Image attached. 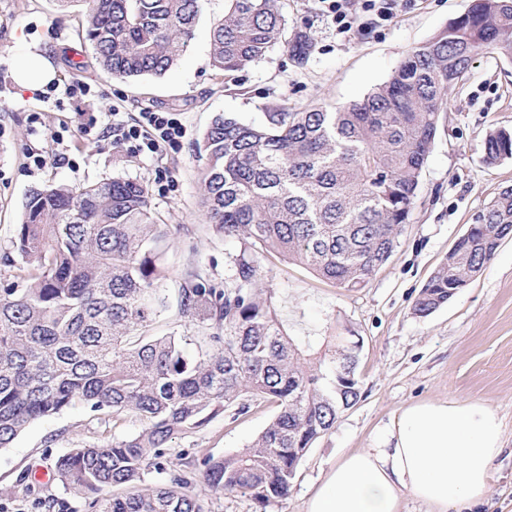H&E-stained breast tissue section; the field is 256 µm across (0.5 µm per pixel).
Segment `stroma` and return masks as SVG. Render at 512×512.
<instances>
[{"mask_svg": "<svg viewBox=\"0 0 512 512\" xmlns=\"http://www.w3.org/2000/svg\"><path fill=\"white\" fill-rule=\"evenodd\" d=\"M191 44L179 65L163 76L118 80L103 72L85 38L83 0L60 8L57 0H0V286L16 273L15 237L31 190L65 184L73 188L122 178L151 184L173 175L176 186L151 193L152 209L169 227L168 273L163 283L168 307L146 333L194 335L178 311V291L190 272L223 286L227 255L234 245L207 223L199 195L204 160L195 150L212 119L232 115L264 125L273 112H298L320 105L340 107L386 81L406 54L424 44L470 0H399L389 21L374 24L360 16L357 26L337 33L318 0H282L289 33L312 40L304 63L285 46L229 74L212 66L211 31L224 17V0H201ZM48 60L56 85L87 83L93 94L82 102L56 103L42 91H22L12 71L22 58ZM180 113L186 128L181 146L158 157L138 156L111 137H65L51 132L73 126L76 112H120L125 118L143 109ZM42 115L31 132L28 116ZM512 130V59L478 57L465 81L450 94L446 112L419 178L408 224L391 258L364 287L347 290L317 278L309 269L264 254L265 287L275 289L281 318L294 336H333L353 329L362 339L357 377L360 396L341 412L334 428L321 436L300 463L285 500L261 504L227 492L210 499L211 512H304L311 490L343 455L373 448L406 406L426 400L478 401L503 420L502 451L492 465L485 502L477 512H512V239L468 285L428 316L415 315L414 303L469 224L504 187L512 186V158L490 167L484 142L493 129ZM62 154L59 162L36 170L29 150ZM273 409L253 410L233 421L213 419L194 440L174 439L175 449L221 456L245 449L266 427ZM139 422L92 420L83 403L35 421L10 447L0 448V512H90L55 479L38 480L39 469H54L67 449L137 432Z\"/></svg>", "mask_w": 512, "mask_h": 512, "instance_id": "stroma-1", "label": "stroma"}]
</instances>
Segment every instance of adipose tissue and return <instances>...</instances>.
I'll list each match as a JSON object with an SVG mask.
<instances>
[{
    "label": "adipose tissue",
    "instance_id": "ef3b65f1",
    "mask_svg": "<svg viewBox=\"0 0 512 512\" xmlns=\"http://www.w3.org/2000/svg\"><path fill=\"white\" fill-rule=\"evenodd\" d=\"M501 448L502 424L490 406L414 403L392 422L380 447L331 466L305 512H399L403 490L431 512H471L484 501Z\"/></svg>",
    "mask_w": 512,
    "mask_h": 512
}]
</instances>
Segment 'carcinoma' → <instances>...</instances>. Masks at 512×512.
<instances>
[{"label": "carcinoma", "instance_id": "obj_1", "mask_svg": "<svg viewBox=\"0 0 512 512\" xmlns=\"http://www.w3.org/2000/svg\"><path fill=\"white\" fill-rule=\"evenodd\" d=\"M85 38L117 79L160 76L188 50L201 0H86ZM212 33V65L234 72L286 41L280 0H225ZM299 62L307 34L291 41ZM512 58V0H471L432 40L410 51L385 82L338 108L276 112L266 125L219 114L199 152L201 206L236 244L224 287L193 272L179 311L197 336L140 333L165 306L167 225L149 191L105 179L32 191L18 225L15 281L0 288V448L33 421L76 402L100 422L128 415V437L70 448L56 474L92 512H211L204 498L248 494L285 499L312 444L355 404L357 353L344 336L320 353L288 335L276 293L261 287L258 251L352 290L373 278L408 223L422 168L450 92L474 60ZM512 158V131L485 138L484 162ZM422 289L426 316L468 284L512 237V187L477 217ZM277 411L246 450L221 457L173 452L215 417L251 407ZM162 476L142 488L150 473ZM203 492L195 491L196 485Z\"/></svg>", "mask_w": 512, "mask_h": 512}]
</instances>
